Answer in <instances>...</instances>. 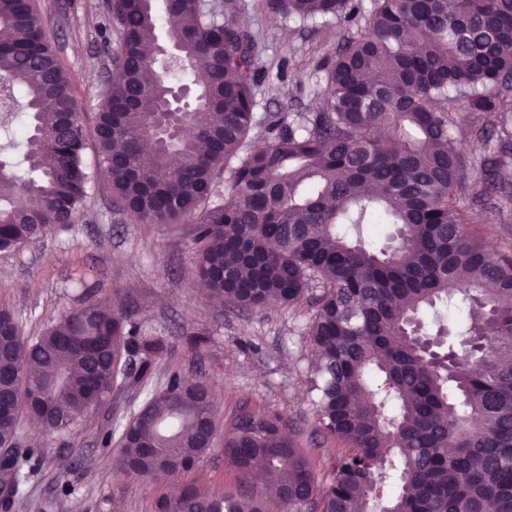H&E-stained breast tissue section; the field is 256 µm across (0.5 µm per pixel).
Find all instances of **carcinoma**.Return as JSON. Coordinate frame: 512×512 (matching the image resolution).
<instances>
[{"label": "carcinoma", "mask_w": 512, "mask_h": 512, "mask_svg": "<svg viewBox=\"0 0 512 512\" xmlns=\"http://www.w3.org/2000/svg\"><path fill=\"white\" fill-rule=\"evenodd\" d=\"M113 2L119 64L96 114L95 173L138 223L173 234L189 227L195 275L218 301L314 308L306 336L319 357L316 419L346 448L319 493L279 417L246 413L222 432L208 386L176 372L102 444L119 446L127 473L161 478L209 453L202 422L222 437L239 493L163 495L156 512H267L256 481L295 499L292 512H512V256L487 249L482 213L467 224L458 206L478 165L475 197L494 194L497 208L512 210V131L470 157L453 115L461 102L486 117L476 136L488 140L512 114V0H374L367 13L355 0H259L270 13L357 29L320 65L323 104L273 116L261 147L251 144L258 42L246 24L216 0H164L187 59L178 74L197 92L168 139L159 132L168 80L144 51L157 42L153 0ZM0 76L10 88L0 106L21 94L36 128L23 156L30 176L0 162L8 252L47 226L75 223L92 172L73 84L37 0H0ZM223 172L224 202L215 204ZM371 217L403 230L387 252L338 231ZM458 295L470 308L463 350L439 346L435 360L413 325ZM165 348L157 328L96 301L27 340L0 308V448L13 446L16 458L0 485L7 512L34 455L19 445L20 418L68 431L131 384V350Z\"/></svg>", "instance_id": "cac0c4a2"}]
</instances>
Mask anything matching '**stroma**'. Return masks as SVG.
Here are the masks:
<instances>
[{"label": "stroma", "instance_id": "obj_1", "mask_svg": "<svg viewBox=\"0 0 512 512\" xmlns=\"http://www.w3.org/2000/svg\"><path fill=\"white\" fill-rule=\"evenodd\" d=\"M47 36L59 50L74 85L86 127H93L105 82L113 69L115 34L106 29V0H38ZM234 12L255 32L261 70L256 88V135L281 112L315 108L324 83L318 70L351 30L320 18L300 25L259 9L257 0H235ZM462 213L481 210L487 245L512 252V211L492 198L463 197ZM190 238L163 235L117 207L110 185L95 177L77 223L46 231L37 241L0 252V307L17 318L23 336L37 335L76 308L75 276L94 286L97 297L134 320H149L167 344L151 362L144 386L113 391L99 410L85 414L68 433L23 421L26 446L41 464L23 480L14 512H154L156 500L174 490H238L236 472L213 450L197 468L170 479L127 474L101 444L115 423L144 399V387L159 386L171 372L205 380L220 427L242 413L263 410L279 416L285 431L309 454L318 483L330 482L343 444L320 427L308 394L312 348L306 327L312 310L272 304L242 311L204 298L194 274Z\"/></svg>", "mask_w": 512, "mask_h": 512}]
</instances>
